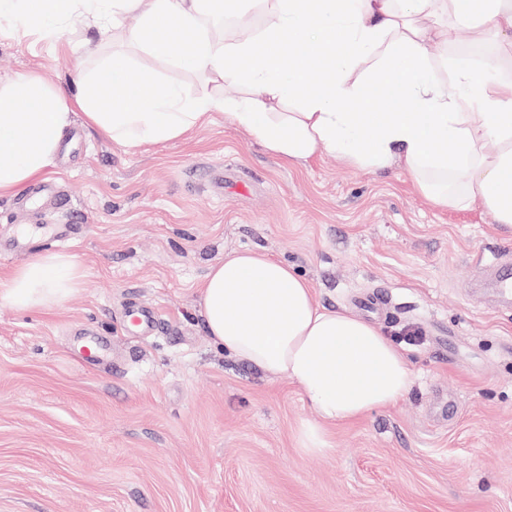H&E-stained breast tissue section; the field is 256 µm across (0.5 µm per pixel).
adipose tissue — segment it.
Here are the masks:
<instances>
[{
	"instance_id": "1",
	"label": "adipose tissue",
	"mask_w": 512,
	"mask_h": 512,
	"mask_svg": "<svg viewBox=\"0 0 512 512\" xmlns=\"http://www.w3.org/2000/svg\"><path fill=\"white\" fill-rule=\"evenodd\" d=\"M253 36L212 37L202 0H0V27L54 34L62 25L119 26L129 14L134 49L211 84L244 92L219 100L210 87H181L134 72L115 51L77 67L70 87L35 73L0 81V197H11L54 165L76 113L120 146L178 139L223 110L277 158L303 163L330 153L350 166L398 168L433 206H479L512 231V0H260ZM469 27L495 52L474 68L431 56L438 23ZM82 270L44 252L14 270L0 299L20 310L63 303ZM211 338L231 356L298 385L315 412L297 429L310 454L329 452L327 427L396 404L413 372L376 324L328 310L304 278L260 250L225 254L199 293Z\"/></svg>"
}]
</instances>
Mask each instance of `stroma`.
I'll return each mask as SVG.
<instances>
[{"label":"stroma","mask_w":512,"mask_h":512,"mask_svg":"<svg viewBox=\"0 0 512 512\" xmlns=\"http://www.w3.org/2000/svg\"><path fill=\"white\" fill-rule=\"evenodd\" d=\"M112 43L108 26L1 30L0 77L66 87L86 49ZM73 126L82 139L45 176L66 188L65 214L0 198L1 219L77 225L29 253L83 271L52 310L0 301V512H512V301L474 266L512 251L491 213L435 208L397 169L326 153L285 163L220 111L135 147ZM256 248L320 305L381 326L414 372L396 405L329 427L330 453L298 443L312 415L299 387L224 353L199 315L209 267ZM134 302L166 325L124 333ZM90 338L102 363L82 349Z\"/></svg>","instance_id":"35a3bbf8"}]
</instances>
